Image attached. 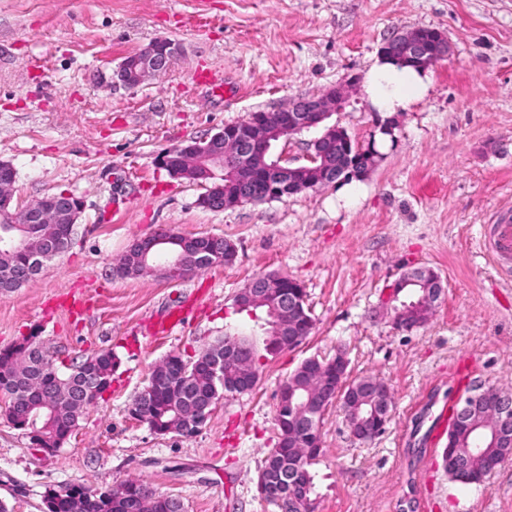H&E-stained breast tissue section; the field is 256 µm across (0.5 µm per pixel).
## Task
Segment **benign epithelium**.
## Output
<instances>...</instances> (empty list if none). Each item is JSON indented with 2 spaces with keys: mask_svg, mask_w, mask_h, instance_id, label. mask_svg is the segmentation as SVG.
I'll return each mask as SVG.
<instances>
[{
  "mask_svg": "<svg viewBox=\"0 0 512 512\" xmlns=\"http://www.w3.org/2000/svg\"><path fill=\"white\" fill-rule=\"evenodd\" d=\"M381 52L394 59H416L422 65L429 67L436 64V59L425 49V41L421 30L411 29L400 32L386 40ZM177 54L176 46L168 40H159L153 48L145 53H138L126 57L115 73L116 79L123 85L134 88L151 74H157L166 69ZM346 102V94L337 87H331L323 93L298 98L288 105L277 110L275 123L279 129L291 135L303 129H322L325 122L333 114L342 111ZM268 156L270 164L266 168L264 182L260 188L265 198L280 200L286 192L295 187V182L284 181L281 172L291 171L293 177H298L304 167L286 166L288 155L279 145L272 143V133L269 131L267 118L253 117L245 122L241 128L225 129L209 138L190 139L183 144L171 148L158 156V164L167 169L170 176L176 179H185L210 187L211 197L205 202V207L213 211H221L230 207V204L221 196L220 185H212L219 173H228L240 182L248 184L252 177V161L256 157ZM363 162L357 161L336 169V172H324L319 187L333 186L362 170ZM16 181V171L8 161H0V223L14 224L19 234L4 241V246L16 251L31 253L33 264L28 272V278L33 279L40 273L45 261L54 256V252L47 250L44 243L34 247L33 224H76L83 210L81 198L64 193L60 196L49 195L27 206L20 211L13 208ZM172 238L169 236L153 235L136 241L130 247L128 261L116 268L121 275H140L142 273H155L168 281L182 279L183 270L188 260L198 264L212 265L214 260L206 248L198 245L191 251H179L170 246ZM430 275L424 267H412L408 270V277L398 279L389 286V293L385 303L398 299L399 289L409 283L419 284L423 288L420 297V306L411 313L394 310L392 324L400 332H410L421 327L428 319L435 304L442 295L440 279L436 278L430 285H425L423 278ZM278 298V292L273 288V281L266 280L263 288H250L240 291L239 301L253 308L268 305L271 300ZM279 325L275 339L285 350L296 349L304 342L299 336L300 321L296 302H279ZM27 348L28 359L15 365L18 373H26L32 361L40 359L50 362V357L35 344V337L27 336L20 341ZM224 359L210 361L206 366L208 373L215 377L224 373V395L232 396L248 390L256 384L258 372L252 354L242 341L235 336L224 337ZM349 361L344 350L339 349L336 355L325 361L324 368L328 374L323 384L313 391L307 400L301 403L294 402L296 388H286L280 396L288 398L293 403L288 438L293 440L295 468L293 477H298L300 465L307 458L309 449L306 448L311 413L319 408L326 410L333 401L338 399L344 386ZM369 416L352 434L359 439H372L381 430L373 429L370 420L383 418L390 409L389 389L384 383H376L370 399ZM171 404L177 409L182 425L170 427L172 432L194 431L208 417L206 408L200 402H190L186 399L183 387L172 388ZM466 429L468 433L482 440V444L493 448L510 443L512 444V394L505 393L494 387H478L470 394L460 398L455 404L454 429ZM257 491L263 500H273L282 509L288 512V503L294 504L306 501L304 497H297V486L285 487L276 492L273 489L268 471L264 468L258 471Z\"/></svg>",
  "mask_w": 512,
  "mask_h": 512,
  "instance_id": "obj_1",
  "label": "benign epithelium"
}]
</instances>
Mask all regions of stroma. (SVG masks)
<instances>
[{
  "label": "stroma",
  "mask_w": 512,
  "mask_h": 512,
  "mask_svg": "<svg viewBox=\"0 0 512 512\" xmlns=\"http://www.w3.org/2000/svg\"><path fill=\"white\" fill-rule=\"evenodd\" d=\"M435 28L453 47L432 88L393 115L382 161L346 187L222 211L156 156L252 113L348 86L332 120L364 145L380 117L359 81L395 33ZM165 38L167 71L119 83L121 61ZM228 90L212 95L201 73ZM0 159L17 177L13 204L70 192L83 201L70 248L21 288L0 292V348L26 336L63 361L112 350V387L54 454L33 447L0 398V500L41 512L47 489L144 481L184 512H273L256 495L275 442L279 387L310 357L344 348L350 378L391 392L385 431L364 442L338 408L324 415L316 512H512V459L480 486L441 466L446 438L415 427L446 392H512V275L489 252L490 228L512 212V0H0ZM170 230L236 247L232 265L178 282L113 268L136 240ZM434 269L443 293L428 322L396 332L381 305L406 268ZM271 273L300 282L315 328L292 351L263 354L250 391L221 398L198 434L159 435L130 417L133 397L171 354L196 355L224 335L261 344L235 296ZM186 313L154 334L169 310ZM426 451L413 456L418 436Z\"/></svg>",
  "instance_id": "stroma-1"
}]
</instances>
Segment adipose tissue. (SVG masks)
I'll return each mask as SVG.
<instances>
[{
  "mask_svg": "<svg viewBox=\"0 0 512 512\" xmlns=\"http://www.w3.org/2000/svg\"><path fill=\"white\" fill-rule=\"evenodd\" d=\"M370 105L389 114L410 111L425 98L431 86L429 71L401 66L385 56H378L363 76Z\"/></svg>",
  "mask_w": 512,
  "mask_h": 512,
  "instance_id": "ef3b65f1",
  "label": "adipose tissue"
}]
</instances>
